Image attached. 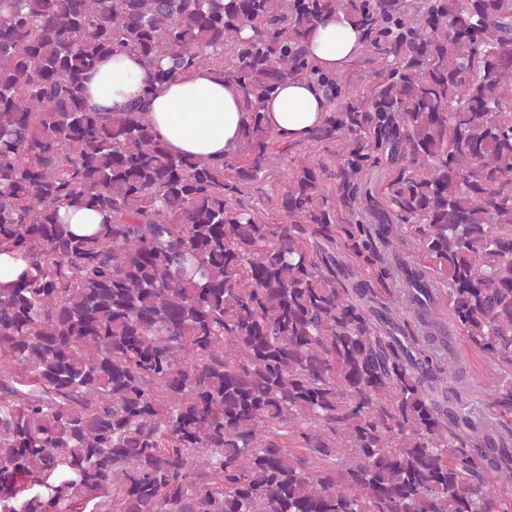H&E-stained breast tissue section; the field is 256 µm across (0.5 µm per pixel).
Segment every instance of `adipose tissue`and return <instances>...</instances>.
I'll list each match as a JSON object with an SVG mask.
<instances>
[{"label":"adipose tissue","mask_w":512,"mask_h":512,"mask_svg":"<svg viewBox=\"0 0 512 512\" xmlns=\"http://www.w3.org/2000/svg\"><path fill=\"white\" fill-rule=\"evenodd\" d=\"M307 50L324 72L348 70L365 51L361 32L341 16L318 24ZM153 78L137 53L128 51L103 58L85 82L90 104L117 111L135 98ZM329 102L320 88L306 79L284 82L263 107L280 144L307 141L321 125ZM151 123L175 155L221 158L233 155L246 120L240 88L211 66L176 76L162 84L148 105Z\"/></svg>","instance_id":"1"}]
</instances>
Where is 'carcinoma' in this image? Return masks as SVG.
Segmentation results:
<instances>
[{
    "mask_svg": "<svg viewBox=\"0 0 512 512\" xmlns=\"http://www.w3.org/2000/svg\"><path fill=\"white\" fill-rule=\"evenodd\" d=\"M334 14L356 80L307 52ZM123 51L154 84L89 107ZM205 65L240 146L175 156L147 105ZM287 79L331 107L281 146ZM0 254V512H512V0H0ZM60 214L71 229L79 235L94 233L101 222V217L91 209L62 207ZM455 346L463 350L471 361V372L469 374V390L465 394L472 402H486L487 395L494 389L500 377V371L496 364L483 358L479 353L469 348L464 337H456Z\"/></svg>",
    "mask_w": 512,
    "mask_h": 512,
    "instance_id": "cac0c4a2",
    "label": "carcinoma"
}]
</instances>
